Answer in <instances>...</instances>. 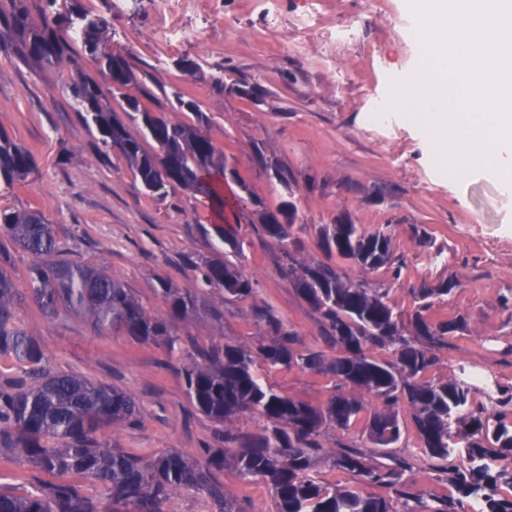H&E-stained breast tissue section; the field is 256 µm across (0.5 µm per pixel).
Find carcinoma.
I'll return each instance as SVG.
<instances>
[{
	"instance_id": "carcinoma-1",
	"label": "carcinoma",
	"mask_w": 512,
	"mask_h": 512,
	"mask_svg": "<svg viewBox=\"0 0 512 512\" xmlns=\"http://www.w3.org/2000/svg\"><path fill=\"white\" fill-rule=\"evenodd\" d=\"M48 2L52 9L36 18L23 0H9V8L0 9V21L24 60L58 64L79 45L111 87L132 81L126 56L108 46L102 17L90 11L61 12L55 9L56 0ZM65 85L88 130L105 148L119 152L145 191L164 196L172 188H184L221 210L230 208L234 223L217 225L216 234L236 247V225L251 220L256 203L242 196L228 202L208 182L213 173L235 178L210 137L194 125L172 122L130 101L125 114L157 144L158 151L149 153L94 78L78 70ZM33 167V154L0 129V180L23 182ZM296 218L290 200L275 212L260 213L263 233L279 245L290 271L300 249L293 232ZM5 241L31 256L23 291L6 268ZM319 249L327 261L304 264L296 287L321 316L327 350H299L298 336L272 311L258 309L255 317L268 337L258 355L219 340L194 353L183 346L177 322L195 310V299L163 281L160 293L169 312L152 315L104 267L58 258L61 247L53 224L40 210L0 207V357L25 364L20 377L0 374V454L18 458L44 476L27 494L0 486V512H99L82 486L69 480L71 475L100 489L112 505L109 512H165L164 503L188 490L204 495L212 512H245L211 477L226 466L267 484L271 512H394L390 498L365 488L398 490L409 461L395 458L386 465L358 449H344L329 458L332 468L355 479L341 488L322 484L312 471L328 427L349 430L360 424L380 455L391 456L388 448L403 434L402 412L412 420L420 453L438 463L461 497L479 502L480 512H512V493L496 492L512 465V424L504 422L503 413L490 424L479 391L467 383L428 378L436 362L434 350L448 346V336L464 323L462 318L434 319L431 299L450 294L459 283L448 280L419 289L418 307L405 324L390 289L352 281L344 273L351 261L367 270L384 268L399 279L402 265L389 234L338 221L321 226ZM334 257L337 262H330ZM198 268L204 283L224 292L228 301L255 292L254 280L229 259H205ZM25 296L47 317L61 309L73 311L97 331L164 347L178 364L190 402L224 427L217 444L197 456L174 450L144 458L99 440L104 428L135 420L136 398L108 383L52 371L38 344L18 324L16 306ZM375 349L386 357H375ZM281 368L333 376L336 392L321 402L291 398L264 380V373ZM365 394L382 407H371ZM244 415L262 421L258 432L232 427Z\"/></svg>"
}]
</instances>
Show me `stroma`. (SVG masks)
<instances>
[{
    "label": "stroma",
    "instance_id": "1",
    "mask_svg": "<svg viewBox=\"0 0 512 512\" xmlns=\"http://www.w3.org/2000/svg\"><path fill=\"white\" fill-rule=\"evenodd\" d=\"M65 5L102 16L111 47L128 55L136 77L124 87L123 99L173 122L199 124L236 169L246 196L263 210H277L282 201L272 188L270 164L292 174L303 243L298 261L322 259L319 227L347 219L392 235L405 263L400 280L383 269L349 264L345 270L351 278L389 288L397 310L415 309V289L457 281L450 295L434 298L430 313L439 320L461 317L466 324L448 347L436 350L430 378L460 380L480 364L499 386L512 388V199L484 171L452 175L455 140L437 150L419 125L400 118L386 128L368 122L370 96L388 97L417 66L419 42L407 0H394L385 14L376 12L373 0H326L330 19L353 23L372 15L364 33L376 48L370 67L362 62V43L326 35L311 42L298 31L296 18L306 0H282L279 35L255 40L243 33L263 28L265 20L247 0H139L124 14L113 13L112 0ZM216 10L230 22L225 30H212L202 41H164L165 24L192 31ZM184 61L193 63L192 71L181 69ZM78 70L93 71L83 53L43 67L22 61L10 34L0 35V128L35 155L24 183H0V205L41 210L54 224L65 258L105 266L151 314L168 312L159 279L195 297V312L178 324L186 347L219 339L257 348L266 340L253 315L258 306L292 327L301 347L319 346L321 318L298 293L279 246L260 224L240 225V249L229 253L213 230L215 212L192 193L178 188L149 196L118 155L103 154L64 89ZM176 91L198 104L199 112L173 107ZM123 99L113 100V108ZM417 228L423 237L414 236ZM224 254L256 281L250 298L226 301L203 284L192 264ZM18 317L55 371L112 384L138 400L133 425L106 429L112 447L155 457L171 450L194 454L215 444L217 424L191 405L177 364L163 348L100 333L65 310L44 316L31 302L19 307ZM268 380L305 400H325L335 386L333 377L298 369L271 371ZM416 444L408 425L393 450L413 464L403 479L414 505L448 496L456 512H470L468 499L457 496ZM214 478L246 512H270L271 492L263 482L242 478L229 466Z\"/></svg>",
    "mask_w": 512,
    "mask_h": 512
}]
</instances>
